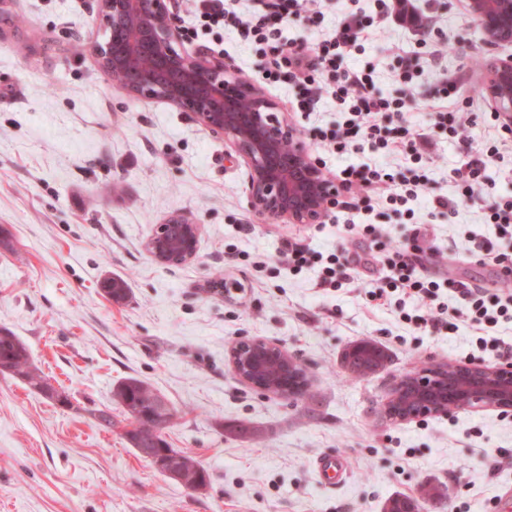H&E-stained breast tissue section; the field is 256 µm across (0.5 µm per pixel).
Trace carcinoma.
Returning a JSON list of instances; mask_svg holds the SVG:
<instances>
[{"instance_id": "carcinoma-1", "label": "carcinoma", "mask_w": 512, "mask_h": 512, "mask_svg": "<svg viewBox=\"0 0 512 512\" xmlns=\"http://www.w3.org/2000/svg\"><path fill=\"white\" fill-rule=\"evenodd\" d=\"M105 293L115 302L125 301L130 292L128 282L121 277H109L104 282ZM342 362L346 370L353 376L366 378L387 368L390 357L385 348L377 341L364 339L349 345L342 355ZM0 374H8L26 382L38 391L52 396V387L47 377L33 363L25 343L12 332L0 329ZM305 385L299 393L301 397L309 396L307 372L300 365L293 366V372L283 376L281 383L290 388L298 386V380ZM116 402L115 411H103L98 414L100 426L110 429L116 425L117 418L126 422L124 435L129 445L134 448H171L166 438V432L159 428L160 423L172 420L174 410L169 403L159 407L157 400L161 394L145 382L129 377L117 384L113 390ZM227 432L238 438L258 439L260 429L242 421L227 425ZM181 459L185 470L187 482L194 483L209 477L207 469L193 456L174 449ZM439 496V492L432 486L420 489L419 497L415 499L394 497L386 506V512H421L423 503Z\"/></svg>"}]
</instances>
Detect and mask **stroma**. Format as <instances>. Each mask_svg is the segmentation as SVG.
<instances>
[{
	"mask_svg": "<svg viewBox=\"0 0 512 512\" xmlns=\"http://www.w3.org/2000/svg\"><path fill=\"white\" fill-rule=\"evenodd\" d=\"M427 39L396 27L373 32L358 56L372 62L378 88L393 91L399 52L417 55L419 104L407 119L427 127L433 91L446 76L481 111L486 63L512 56L492 45L469 16L466 0H422ZM0 328L18 336L34 363L69 399L60 405L20 379L0 375V512H385L389 499L417 497L421 485L440 498L423 512H486L512 488V465L489 476L486 462L512 450V417L497 411L386 422L378 409L394 379L432 363H464L475 330H418L400 319V304L371 305L364 281L339 290L318 286V271L294 275L276 264L283 241L322 253L348 244L350 223L375 224L399 240L406 219L347 210L319 224L274 222L248 205L243 163L230 143L186 112L135 99L100 74L89 47L104 40L98 0H0ZM457 50L434 61L441 35ZM289 109L308 144L342 114L330 99L316 112H295V89L266 87ZM482 120L467 123L462 141L437 133L426 150L436 192L453 194V171L465 144L481 148ZM202 226L195 260L156 263L144 243L167 217ZM499 240L479 204L433 219L434 245L452 250L471 235ZM268 257L255 270L252 257ZM126 279L127 303H113L100 284ZM244 338L280 343L307 368L310 396L289 402L261 395L227 361ZM386 346L387 370L351 378L341 365L350 342ZM163 394L175 417L173 447L210 474L195 492L160 474L126 442L122 428L95 416L112 407L125 378ZM245 420L259 440L227 434ZM339 456L344 481L322 486L314 462Z\"/></svg>",
	"mask_w": 512,
	"mask_h": 512,
	"instance_id": "1",
	"label": "stroma"
}]
</instances>
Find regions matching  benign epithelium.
I'll return each instance as SVG.
<instances>
[{"label":"benign epithelium","mask_w":512,"mask_h":512,"mask_svg":"<svg viewBox=\"0 0 512 512\" xmlns=\"http://www.w3.org/2000/svg\"><path fill=\"white\" fill-rule=\"evenodd\" d=\"M469 15L488 43L512 42V0H467ZM99 16L110 33L128 36L121 48L111 38L92 45L100 73L118 82L135 98L163 101L229 142L243 161L250 208L260 216L289 224H319L336 197V183L326 177L309 146L282 106L253 80L202 52L187 54L171 0H99ZM483 87L495 112L512 124V58L494 59L485 69ZM168 224H180L184 242L165 237ZM201 225L175 215L158 225L146 240L148 255L161 265H181L196 256ZM293 360L279 344L260 338L236 342L228 361L249 388L269 393L251 376L273 359ZM388 399L405 401L396 414L383 404V417L404 422L446 417L460 411L512 410V363L440 366L431 364L393 382ZM154 468L182 480L172 452L140 449Z\"/></svg>","instance_id":"benign-epithelium-1"}]
</instances>
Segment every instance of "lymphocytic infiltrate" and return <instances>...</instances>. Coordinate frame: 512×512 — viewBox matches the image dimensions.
I'll return each mask as SVG.
<instances>
[{
	"mask_svg": "<svg viewBox=\"0 0 512 512\" xmlns=\"http://www.w3.org/2000/svg\"><path fill=\"white\" fill-rule=\"evenodd\" d=\"M375 7L374 14L336 21L321 40L311 43L286 37L285 24L296 18L307 26L321 27L326 17L323 0H255L254 6L243 12L226 8L224 0H194L187 35L195 40L233 29L243 41L256 46L267 83L288 81L295 85L300 111H315L325 96L343 106L341 123L317 131L321 147L328 152L341 156L365 151L403 156L407 165L395 173L375 163L339 169L336 177L342 208L369 215L382 207L399 214L426 194L431 216L455 214L459 205L480 199L489 163L512 152V126L499 123L496 113H485L489 137L456 169L454 196L432 192L418 145L436 131L452 139L458 137L463 114L473 102L461 97L457 82L444 80L435 93L428 128L410 125L405 114L415 101L411 87L417 69L411 65L399 68L394 80L401 90L392 96L376 87L372 64L356 66L352 58L362 50L369 30L376 25L389 21L416 31L428 27L429 22L415 0H376ZM484 210L488 223L493 224L506 246L496 249L482 242L468 252L467 259L498 266L499 288L490 290L463 280L437 277L434 268L439 251L432 245L423 246L428 228L418 222L403 241L384 255L373 256L377 275L369 282L367 297L383 301L389 294L401 292L417 303L415 312L403 315L408 324L418 329L441 325L452 332L465 324L477 330L478 350L508 356L512 354L511 344L483 337L482 332L502 322L512 323V195L485 202ZM277 262L294 274L318 267L320 287L338 289L358 279L364 260L345 245L326 255L310 245L287 240L278 251ZM445 293L458 298L459 306L451 308L442 302Z\"/></svg>",
	"mask_w": 512,
	"mask_h": 512,
	"instance_id": "obj_1",
	"label": "lymphocytic infiltrate"
}]
</instances>
